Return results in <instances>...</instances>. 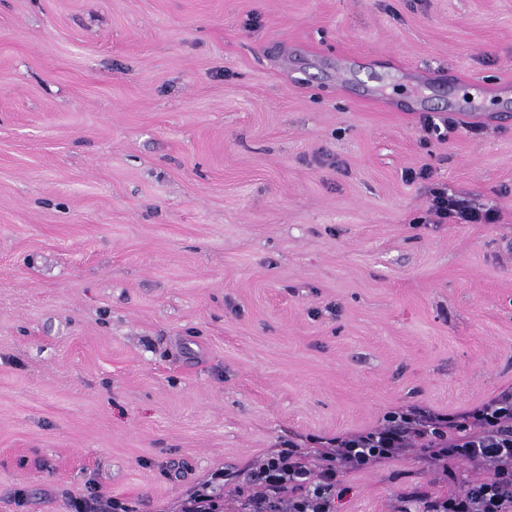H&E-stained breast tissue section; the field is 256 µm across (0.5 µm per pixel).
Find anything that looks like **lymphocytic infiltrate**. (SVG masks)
Listing matches in <instances>:
<instances>
[{"mask_svg": "<svg viewBox=\"0 0 512 512\" xmlns=\"http://www.w3.org/2000/svg\"><path fill=\"white\" fill-rule=\"evenodd\" d=\"M429 209L438 220L459 224L498 219L495 210L477 209L444 188L431 189ZM414 449L448 473L459 460L492 471L467 490L426 502L425 512H512V387L455 413L398 408L387 412L378 427L326 439L315 450L289 444L264 457L238 487L237 512H336L341 475Z\"/></svg>", "mask_w": 512, "mask_h": 512, "instance_id": "1", "label": "lymphocytic infiltrate"}]
</instances>
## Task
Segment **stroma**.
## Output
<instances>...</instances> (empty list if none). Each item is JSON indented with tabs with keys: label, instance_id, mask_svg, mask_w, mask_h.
I'll use <instances>...</instances> for the list:
<instances>
[{
	"label": "stroma",
	"instance_id": "1",
	"mask_svg": "<svg viewBox=\"0 0 512 512\" xmlns=\"http://www.w3.org/2000/svg\"><path fill=\"white\" fill-rule=\"evenodd\" d=\"M510 385L512 0H0V512H234L284 443ZM429 210L440 224L448 219H453L458 224H494L498 220V213L495 210L481 211L463 199L448 195L445 188L430 189ZM224 498L210 486L197 489L181 504L180 512H223ZM76 512H129V507L117 498H103L95 492L74 503Z\"/></svg>",
	"mask_w": 512,
	"mask_h": 512
}]
</instances>
